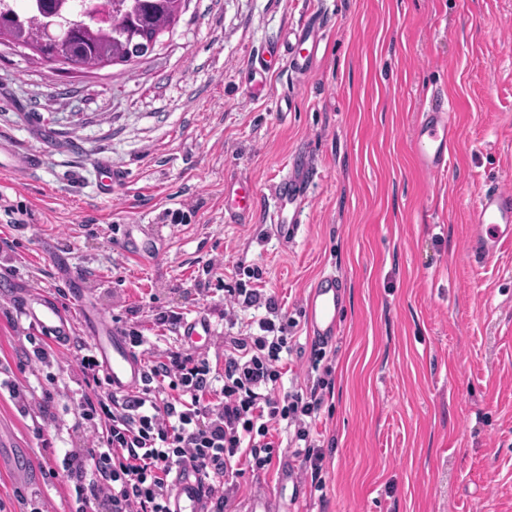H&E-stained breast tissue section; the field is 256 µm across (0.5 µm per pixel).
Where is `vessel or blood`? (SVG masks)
Wrapping results in <instances>:
<instances>
[{"mask_svg":"<svg viewBox=\"0 0 512 512\" xmlns=\"http://www.w3.org/2000/svg\"><path fill=\"white\" fill-rule=\"evenodd\" d=\"M321 51V38L310 24L294 31L288 45L267 47L258 63V70L269 73L279 65L302 74L316 64ZM451 143V115L444 102H436L422 112L414 137V153L419 169L429 177L444 174L448 166ZM315 169L308 162L297 163L294 173L283 176L273 185L271 194L280 217L273 226L280 239L287 240L298 230L302 213L301 197ZM224 211L235 224L252 223L255 195L248 183L227 180L224 183ZM471 244L487 257L496 256L501 247L512 241V189L495 186L483 192L471 214ZM161 231L154 224L129 225L121 248L125 254L151 259L159 254ZM344 282L339 275L325 272L311 285L306 302L308 333L315 342H332L341 330L344 303ZM9 292L22 318L48 339L61 343L83 328L97 355L109 389L117 395L137 391L146 368L142 357L134 352L125 336L104 314H86L82 326H75L69 315L45 291L35 288L10 287ZM183 342L187 348H198L212 335L210 321L197 316L181 324ZM169 512H208L207 481L192 464H184L172 475L171 492L167 500Z\"/></svg>","mask_w":512,"mask_h":512,"instance_id":"obj_1","label":"vessel or blood"}]
</instances>
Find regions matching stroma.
Here are the masks:
<instances>
[{"label":"stroma","instance_id":"stroma-1","mask_svg":"<svg viewBox=\"0 0 512 512\" xmlns=\"http://www.w3.org/2000/svg\"><path fill=\"white\" fill-rule=\"evenodd\" d=\"M307 23L322 36L315 67L270 73L252 93L263 49ZM438 94L459 149L433 179L412 140ZM0 142L42 151L29 172L0 174V270L22 288L62 289L73 318L92 306L139 331L151 354L179 344L158 319L173 310L206 313V349L221 358L225 334L256 328L264 312L225 321L217 277L258 268L297 322L280 386L306 387L308 287L324 271L345 279L342 331L325 347L323 489L303 476L279 499V468L247 474L234 512L261 491L278 512H512V243L491 260L469 247L479 194L512 184V0H189L149 56L94 73L5 49ZM301 154L317 176L285 242L270 227L269 189ZM104 162L119 176L108 196ZM230 174L252 183L255 223L225 219ZM8 206L26 224H11ZM134 221L163 227L153 262L119 251ZM59 256L84 273L83 297L57 275ZM12 307L0 293V366L41 388ZM37 423L0 391L6 512L29 510L10 452L39 469Z\"/></svg>","mask_w":512,"mask_h":512}]
</instances>
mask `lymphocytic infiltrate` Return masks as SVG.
<instances>
[{"instance_id": "1", "label": "lymphocytic infiltrate", "mask_w": 512, "mask_h": 512, "mask_svg": "<svg viewBox=\"0 0 512 512\" xmlns=\"http://www.w3.org/2000/svg\"><path fill=\"white\" fill-rule=\"evenodd\" d=\"M224 299L234 308H265L267 315L258 332L225 337L220 367L208 354L169 348L147 362L138 391L115 395L105 388L91 348L76 346L72 370L81 397L72 429L83 444L45 461L49 477L69 483L71 512H168L171 476L188 462L208 479L210 512H230L240 478L267 472L284 446L319 473L324 453L312 427L332 383L325 350L311 349V388L280 391L296 321L273 292L242 281L226 288ZM7 388L21 413L38 412L35 436L42 448L53 447L55 404L65 388L52 382L37 394L13 381Z\"/></svg>"}]
</instances>
